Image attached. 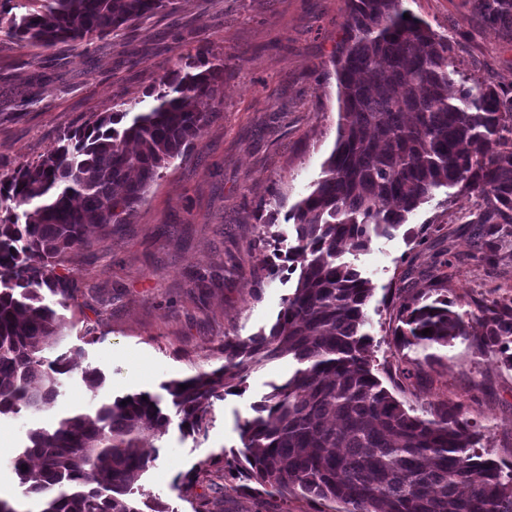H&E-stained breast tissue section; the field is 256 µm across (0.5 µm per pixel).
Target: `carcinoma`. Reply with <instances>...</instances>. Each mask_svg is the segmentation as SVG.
I'll return each instance as SVG.
<instances>
[{
  "label": "carcinoma",
  "mask_w": 512,
  "mask_h": 512,
  "mask_svg": "<svg viewBox=\"0 0 512 512\" xmlns=\"http://www.w3.org/2000/svg\"><path fill=\"white\" fill-rule=\"evenodd\" d=\"M343 37L332 58L341 103L337 138L322 176L288 215L295 245L281 263L263 262L255 283L286 269L298 273L269 331L226 336L224 363L163 385L186 436L206 432L213 400L246 382L257 367L288 359V375L239 423L242 447L195 465L182 481L219 465L224 477L286 499L301 494L342 512H512V466L476 452L461 403L430 404L410 414L374 374L364 332L368 279L341 256L367 248L371 235L406 223L442 188L480 200L477 259L494 268L512 226V84L456 82L457 41L437 35L402 0H346ZM471 17L512 39V0H469ZM174 0H40L7 18L20 45L50 49L88 43L165 11ZM164 78L144 110L100 113L61 137L40 159L0 174V416L53 406L59 376L73 367L60 348L65 308L79 282L57 272L92 246L87 230L125 224L149 187L187 156L211 121L224 70L186 63ZM451 258L435 262L431 290H444ZM398 344L446 346L471 338L512 369V299L450 309L438 296L400 301ZM429 328L431 333L421 334ZM82 380L96 394L103 371ZM187 388L182 390L180 385ZM147 399H142V396ZM169 423L150 393L97 402L28 431L14 472L36 508L0 497V512H167L135 497L156 455L141 449Z\"/></svg>",
  "instance_id": "cac0c4a2"
}]
</instances>
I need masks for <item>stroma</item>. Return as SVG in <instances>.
Wrapping results in <instances>:
<instances>
[{
    "label": "stroma",
    "instance_id": "1",
    "mask_svg": "<svg viewBox=\"0 0 512 512\" xmlns=\"http://www.w3.org/2000/svg\"><path fill=\"white\" fill-rule=\"evenodd\" d=\"M402 6L440 35L465 30L457 59L469 78L512 83V40L470 20L465 0ZM345 15L346 0H177L172 12L141 19L125 34L51 49L18 46L0 25L2 174L38 160L93 115L125 102L150 106L147 90L185 62L224 68L214 117L191 152L163 171L128 223L95 232L91 249L62 266L82 289L60 311L77 366L61 376L53 411L0 417L8 433L0 453L5 498L22 497L13 457L29 429L49 426L57 412L91 410L100 398L148 392L170 422L145 443L158 457L140 489L169 512H192L190 493L212 500L214 512H334L311 497L241 490L217 469L188 493L176 480L199 461L240 448L239 420L287 373V361L267 363L242 392L214 401L207 432L197 438L180 431L162 385L221 365L219 341L270 327L294 286L282 274L258 284L251 272L269 252L259 240L263 224L281 233V249L292 246L287 216L334 147L339 100L331 57ZM474 206L473 198L440 189L406 224L343 259L372 287L365 331L383 384L414 415L438 400L463 403L481 434L478 452L512 464V370L462 337L400 347L393 336L400 297L428 291V270L450 255L456 261L445 294L454 310L472 313L477 302L512 298V259L491 270L475 258L478 227L464 218ZM88 326L95 336H85ZM88 367L106 377L95 395L82 380Z\"/></svg>",
    "mask_w": 512,
    "mask_h": 512
}]
</instances>
